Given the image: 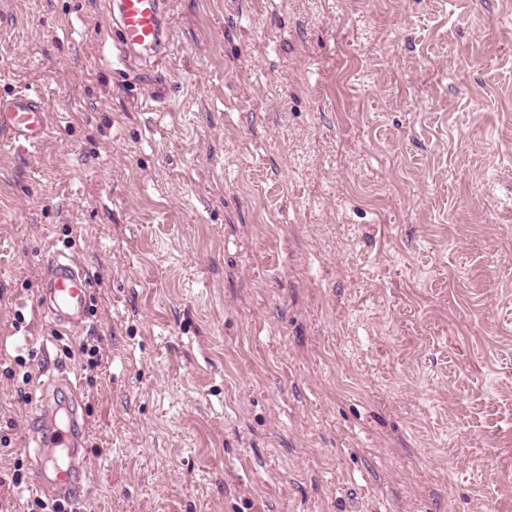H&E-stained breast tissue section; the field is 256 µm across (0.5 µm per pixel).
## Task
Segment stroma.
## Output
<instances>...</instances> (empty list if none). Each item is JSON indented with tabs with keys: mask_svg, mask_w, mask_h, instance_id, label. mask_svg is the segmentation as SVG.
Masks as SVG:
<instances>
[{
	"mask_svg": "<svg viewBox=\"0 0 512 512\" xmlns=\"http://www.w3.org/2000/svg\"><path fill=\"white\" fill-rule=\"evenodd\" d=\"M165 3L118 72L115 0H0L52 111L0 146V512L78 401L71 512H512V0ZM88 278L64 252L56 253L42 286L41 306L50 318L71 329L84 327L89 319Z\"/></svg>",
	"mask_w": 512,
	"mask_h": 512,
	"instance_id": "obj_1",
	"label": "stroma"
}]
</instances>
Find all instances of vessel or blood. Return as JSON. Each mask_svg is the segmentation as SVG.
I'll use <instances>...</instances> for the list:
<instances>
[{
    "instance_id": "b4317fda",
    "label": "vessel or blood",
    "mask_w": 512,
    "mask_h": 512,
    "mask_svg": "<svg viewBox=\"0 0 512 512\" xmlns=\"http://www.w3.org/2000/svg\"><path fill=\"white\" fill-rule=\"evenodd\" d=\"M163 0H120L117 25L124 52L159 51L167 40ZM49 108L38 94L0 96V143L41 146L49 137ZM41 305L58 324L78 329L89 319L88 278L66 253H56L42 286ZM84 424L77 415L55 421L32 419L33 456L48 478L40 488L55 500L70 501L83 489L87 459L82 453Z\"/></svg>"
}]
</instances>
